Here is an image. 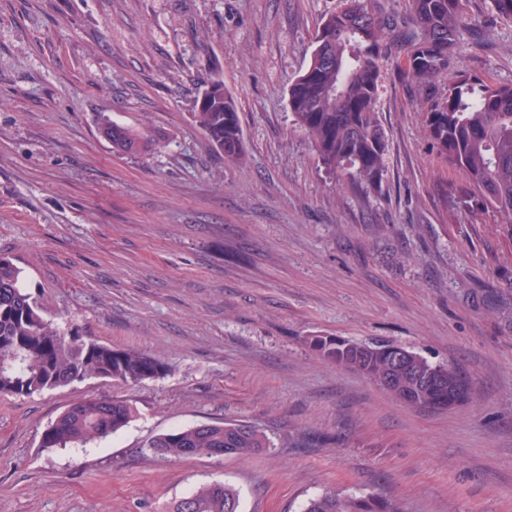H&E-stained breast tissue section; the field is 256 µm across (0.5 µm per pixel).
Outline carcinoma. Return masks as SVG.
I'll return each instance as SVG.
<instances>
[{"mask_svg": "<svg viewBox=\"0 0 512 512\" xmlns=\"http://www.w3.org/2000/svg\"><path fill=\"white\" fill-rule=\"evenodd\" d=\"M495 19L512 22V0H491ZM464 18L463 0H409L400 17L384 14L375 0H340L325 16L305 71L289 90L293 125L311 140L329 172L350 175L374 188L385 169L386 133L376 104L380 61L395 49L408 83L428 103L423 123L438 154L462 174L463 196L475 207L492 210L512 231V83H488L453 75L450 63ZM201 93L203 105L192 112L196 126L222 157L243 154L239 115L224 91L219 67ZM112 148L128 154L150 152L158 139L110 118L101 121ZM310 346L321 358L370 378L405 405L441 407L437 382L460 403L476 399L471 378L454 367L429 362L398 346L349 343L316 336ZM0 395L33 396L95 378L118 384L140 383L168 370L160 356L116 349L97 340L66 336L47 320L27 292L21 267L0 253ZM131 407L117 399L81 398L70 404L42 433L46 448L87 445L126 427ZM148 447L173 460L197 456L203 448H223L239 457L268 447L263 433L244 422H209L154 436ZM168 512H239L238 491L224 483L204 485L174 502ZM305 512H399L396 504L374 494L325 492L308 500Z\"/></svg>", "mask_w": 512, "mask_h": 512, "instance_id": "1", "label": "carcinoma"}]
</instances>
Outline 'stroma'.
I'll return each instance as SVG.
<instances>
[{"mask_svg":"<svg viewBox=\"0 0 512 512\" xmlns=\"http://www.w3.org/2000/svg\"><path fill=\"white\" fill-rule=\"evenodd\" d=\"M339 0H0V252L63 333L159 354L160 378L0 395V512H167L226 483L240 512L328 490L400 512H512V234L451 193L422 100L381 64L377 190L327 174L288 90ZM466 0L451 69L512 82V22ZM237 162L192 118L213 68ZM161 140L113 152L100 118ZM393 343L471 376L476 403L413 409L322 360L314 336ZM126 402L107 439L44 448L74 400ZM242 420L248 456L172 462L148 440Z\"/></svg>","mask_w":512,"mask_h":512,"instance_id":"1","label":"stroma"}]
</instances>
